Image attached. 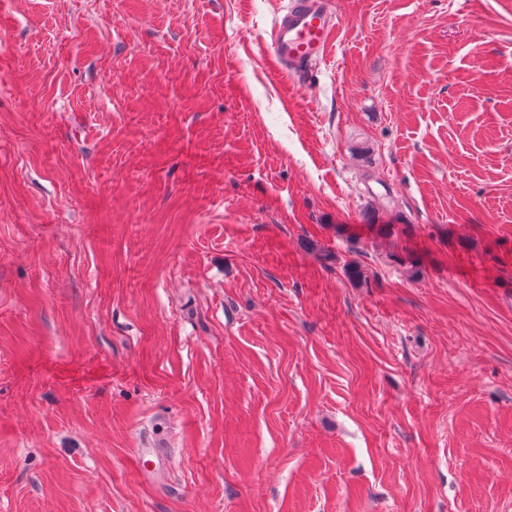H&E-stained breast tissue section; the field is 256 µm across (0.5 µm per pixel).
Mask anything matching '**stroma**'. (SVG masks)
<instances>
[{
  "label": "stroma",
  "mask_w": 512,
  "mask_h": 512,
  "mask_svg": "<svg viewBox=\"0 0 512 512\" xmlns=\"http://www.w3.org/2000/svg\"><path fill=\"white\" fill-rule=\"evenodd\" d=\"M285 3L0 0V512H512V0ZM281 11L273 23L275 59L281 69L304 74L325 56L336 14L328 0H290Z\"/></svg>",
  "instance_id": "obj_1"
}]
</instances>
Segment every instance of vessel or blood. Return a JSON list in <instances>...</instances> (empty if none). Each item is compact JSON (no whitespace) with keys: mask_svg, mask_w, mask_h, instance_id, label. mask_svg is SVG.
<instances>
[{"mask_svg":"<svg viewBox=\"0 0 512 512\" xmlns=\"http://www.w3.org/2000/svg\"><path fill=\"white\" fill-rule=\"evenodd\" d=\"M336 15L329 0H288L273 23L272 48L281 69L307 72L326 54Z\"/></svg>","mask_w":512,"mask_h":512,"instance_id":"obj_1","label":"vessel or blood"}]
</instances>
